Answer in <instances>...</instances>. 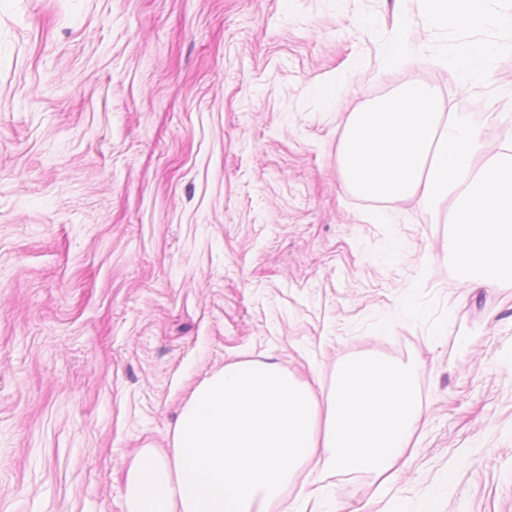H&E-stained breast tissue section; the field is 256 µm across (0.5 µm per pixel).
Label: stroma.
I'll list each match as a JSON object with an SVG mask.
<instances>
[{
  "label": "stroma",
  "instance_id": "35a3bbf8",
  "mask_svg": "<svg viewBox=\"0 0 512 512\" xmlns=\"http://www.w3.org/2000/svg\"><path fill=\"white\" fill-rule=\"evenodd\" d=\"M396 0H0V512H126L145 449L224 365L329 394L359 357L423 406L393 485L303 469L322 512H512V283L450 266L444 212L347 191L349 113L433 86L491 145L495 88L378 59ZM496 27L420 30L430 55ZM452 472L454 480L442 476Z\"/></svg>",
  "mask_w": 512,
  "mask_h": 512
}]
</instances>
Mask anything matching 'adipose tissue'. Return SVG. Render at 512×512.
<instances>
[{"instance_id": "adipose-tissue-1", "label": "adipose tissue", "mask_w": 512, "mask_h": 512, "mask_svg": "<svg viewBox=\"0 0 512 512\" xmlns=\"http://www.w3.org/2000/svg\"><path fill=\"white\" fill-rule=\"evenodd\" d=\"M420 17L429 28L477 31L492 22L503 30L500 41L465 39L451 54L431 57L461 88L482 86L500 59L512 55V13L493 14L490 0H421ZM408 30L401 20L382 43V71L420 61ZM422 413L402 363H346L323 402L276 365H225L183 408L172 454L148 449L131 466L128 512H271L312 462L388 483L399 474Z\"/></svg>"}]
</instances>
